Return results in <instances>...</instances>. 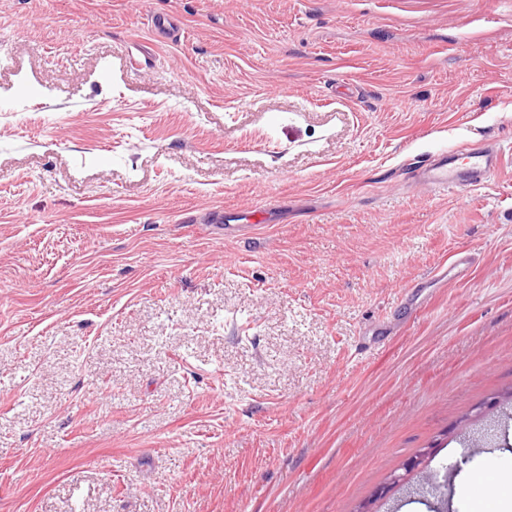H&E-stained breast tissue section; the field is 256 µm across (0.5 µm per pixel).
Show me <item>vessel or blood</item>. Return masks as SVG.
Here are the masks:
<instances>
[{
	"instance_id": "b4317fda",
	"label": "vessel or blood",
	"mask_w": 512,
	"mask_h": 512,
	"mask_svg": "<svg viewBox=\"0 0 512 512\" xmlns=\"http://www.w3.org/2000/svg\"><path fill=\"white\" fill-rule=\"evenodd\" d=\"M500 163L499 151L489 145L465 153L445 150L416 168L414 177L437 192L476 187L482 185Z\"/></svg>"
}]
</instances>
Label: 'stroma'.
I'll return each mask as SVG.
<instances>
[{
  "label": "stroma",
  "mask_w": 512,
  "mask_h": 512,
  "mask_svg": "<svg viewBox=\"0 0 512 512\" xmlns=\"http://www.w3.org/2000/svg\"><path fill=\"white\" fill-rule=\"evenodd\" d=\"M507 389L512 0H0V512H475ZM501 164L499 151L489 145L467 153L441 151L414 170L413 177L437 192L482 185ZM270 206V205H269ZM268 205L256 207L252 214L261 215L260 220L255 224H237L239 221L248 220L246 216L232 210H224V230H238V231H255L262 227L267 222V215L269 210L276 209V207H269Z\"/></svg>",
  "instance_id": "stroma-1"
}]
</instances>
